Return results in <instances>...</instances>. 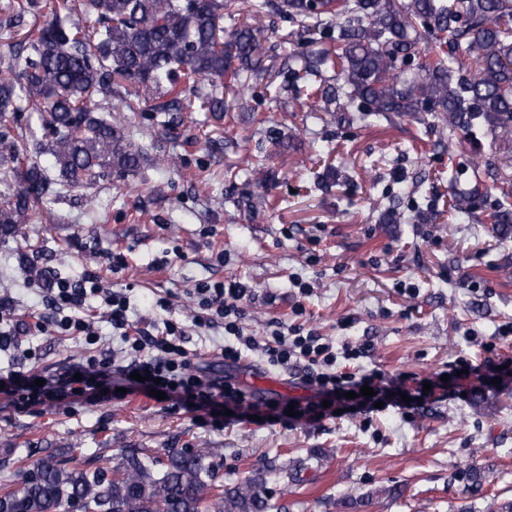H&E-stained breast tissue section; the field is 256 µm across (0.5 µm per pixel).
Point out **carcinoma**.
Masks as SVG:
<instances>
[{
    "mask_svg": "<svg viewBox=\"0 0 512 512\" xmlns=\"http://www.w3.org/2000/svg\"><path fill=\"white\" fill-rule=\"evenodd\" d=\"M241 0H86L85 9L47 20L24 40L25 55L0 68V183H19L0 201V234L27 223L49 200L41 157L63 184L90 188L115 171L140 169L141 148L112 125L96 99L131 85L149 111L226 112L224 93L245 88L271 70L265 35L245 24L224 38V15ZM258 17L277 12L302 23L309 43L332 30L336 45L303 65L301 89L324 111L356 107L376 117L429 112L448 143L467 140L476 127L512 141V0H251ZM43 116V139L29 143L5 129L21 112ZM469 187L458 192L471 206L486 179L507 183L512 154L493 164L474 161ZM488 220L512 224L508 203ZM206 456L171 453L161 461L144 448L121 451L112 468L54 453L19 472L16 486L0 487V512H268L261 478L212 495Z\"/></svg>",
    "mask_w": 512,
    "mask_h": 512,
    "instance_id": "cac0c4a2",
    "label": "carcinoma"
}]
</instances>
